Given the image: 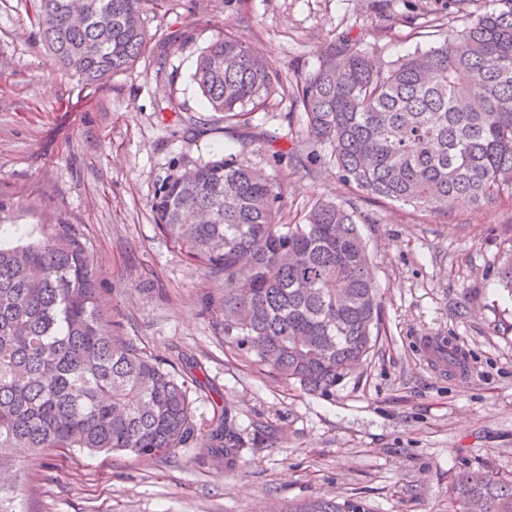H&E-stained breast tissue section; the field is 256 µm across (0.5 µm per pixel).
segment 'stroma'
<instances>
[{"label": "stroma", "instance_id": "1", "mask_svg": "<svg viewBox=\"0 0 512 512\" xmlns=\"http://www.w3.org/2000/svg\"><path fill=\"white\" fill-rule=\"evenodd\" d=\"M457 15L454 0H161L150 33L186 30L187 41L163 58L148 47L133 69L87 88L37 40L25 0H0V196L16 204L0 227L77 225L104 269L109 319L160 358L202 366L211 389L194 395L198 426L218 392L249 446L230 473L202 448L165 460L53 448L26 458L16 512H270L320 495L365 512H448V485L466 467L488 461L512 475V297L497 278L512 196L445 213L363 203L382 327L369 359L325 394L260 374L225 346L201 313L200 274L151 208L176 165L223 154L279 176L284 223H301L316 199L348 196L334 168L306 160L290 95L252 113L250 144L207 109L192 74L225 31L292 85L334 40L387 62L432 46L431 26L448 31ZM422 336L456 338L467 375L436 374Z\"/></svg>", "mask_w": 512, "mask_h": 512}]
</instances>
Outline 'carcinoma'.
Returning <instances> with one entry per match:
<instances>
[{"mask_svg": "<svg viewBox=\"0 0 512 512\" xmlns=\"http://www.w3.org/2000/svg\"><path fill=\"white\" fill-rule=\"evenodd\" d=\"M26 2L60 69L94 87L134 67L160 0ZM193 78L224 127L250 141V114L285 91L280 72L234 32L200 52ZM292 104L312 155L328 146L349 198L318 199L305 223L283 224L280 179L229 155L178 165L152 210L159 232L202 276L204 312H218L224 343L261 373L316 394L356 370L380 332L361 202L446 213L460 201L483 206L512 194V0H493L435 46L379 65L352 41H336L296 83ZM101 276L72 224L0 244V512H13L20 450L164 459L204 448L227 472L245 454L230 406L197 426L190 392L206 382L196 371L175 368L104 318ZM448 493L461 512H512V476L483 464ZM286 512L361 505L318 497Z\"/></svg>", "mask_w": 512, "mask_h": 512, "instance_id": "cac0c4a2", "label": "carcinoma"}]
</instances>
